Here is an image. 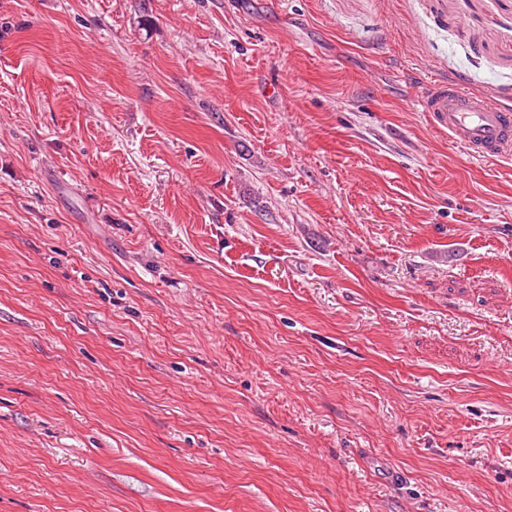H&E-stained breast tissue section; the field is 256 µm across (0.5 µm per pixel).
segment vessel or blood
I'll list each match as a JSON object with an SVG mask.
<instances>
[{"mask_svg":"<svg viewBox=\"0 0 512 512\" xmlns=\"http://www.w3.org/2000/svg\"><path fill=\"white\" fill-rule=\"evenodd\" d=\"M429 123L473 156L502 160L512 157V106L475 94L454 83H435L416 99Z\"/></svg>","mask_w":512,"mask_h":512,"instance_id":"b4317fda","label":"vessel or blood"}]
</instances>
